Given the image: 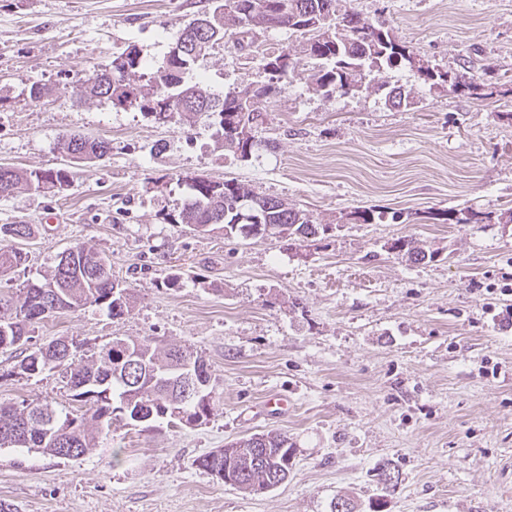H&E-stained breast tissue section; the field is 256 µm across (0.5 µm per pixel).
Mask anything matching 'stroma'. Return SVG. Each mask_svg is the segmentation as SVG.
<instances>
[{
    "label": "stroma",
    "instance_id": "1",
    "mask_svg": "<svg viewBox=\"0 0 512 512\" xmlns=\"http://www.w3.org/2000/svg\"><path fill=\"white\" fill-rule=\"evenodd\" d=\"M210 0H0V165L61 167L59 137L109 142L76 168L68 196L0 198L1 224H32L28 263L10 287L41 277L58 253H106L134 292L120 318L97 306L36 324L38 344L91 346L151 338L201 353L221 405L194 427L114 422L102 448L78 460L0 448V501L18 512H512V224H436L432 214L512 206V0H349L431 64L462 58L505 93L485 100L429 88L403 67L382 94L326 98L303 77L261 105L251 159L226 155L204 117L156 123L73 89L136 48L160 64ZM299 35L258 31L247 50L220 44L195 65L216 94L264 80L263 58ZM35 84L55 94L33 102ZM234 179L319 218L355 208L416 213L397 224H343L296 248L287 240L202 236L168 224L187 197L182 176ZM414 239L433 261L391 253ZM184 283L168 288L165 274ZM0 349V403L69 404L57 373L28 375ZM288 396V411L264 407ZM285 433L295 448L285 483L259 494L225 485L195 460L253 433ZM120 450V462L111 453ZM394 468L384 489L376 473Z\"/></svg>",
    "mask_w": 512,
    "mask_h": 512
}]
</instances>
